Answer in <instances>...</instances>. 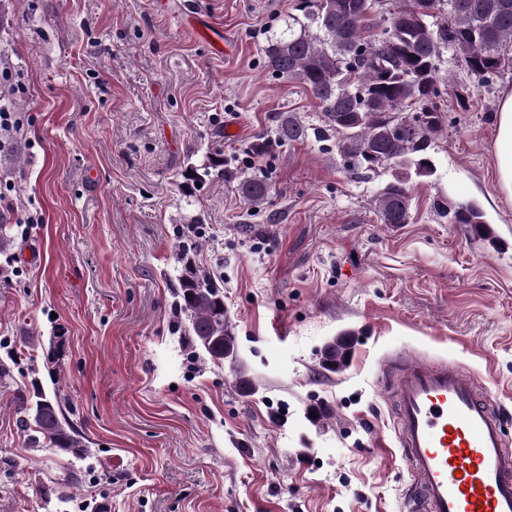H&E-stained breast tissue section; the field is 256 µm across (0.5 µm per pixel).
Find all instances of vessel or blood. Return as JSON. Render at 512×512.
<instances>
[{
    "label": "vessel or blood",
    "mask_w": 512,
    "mask_h": 512,
    "mask_svg": "<svg viewBox=\"0 0 512 512\" xmlns=\"http://www.w3.org/2000/svg\"><path fill=\"white\" fill-rule=\"evenodd\" d=\"M410 512H512L507 417L448 363L403 359L393 383Z\"/></svg>",
    "instance_id": "vessel-or-blood-1"
}]
</instances>
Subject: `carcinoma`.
Instances as JSON below:
<instances>
[{"mask_svg": "<svg viewBox=\"0 0 512 512\" xmlns=\"http://www.w3.org/2000/svg\"><path fill=\"white\" fill-rule=\"evenodd\" d=\"M377 0H295L270 31L262 56L271 73L301 83L317 100L322 125L312 129L290 115L277 120L274 138L260 136L251 152L268 153L312 135L319 141L336 138V151L354 174L382 170L389 180L374 198L383 224L411 220L412 177H430L435 163L430 150L447 121L442 101L439 61L442 48L454 47L475 77L489 78L504 64L512 44V0H393L391 10L378 12ZM419 110L412 122L403 115ZM227 176L221 155L210 156L191 169L186 180L195 185L212 173ZM248 205L259 208L269 195L258 177L240 180ZM434 210L450 224H466L479 237L491 235L483 211L475 204L440 199ZM176 289L177 308L187 320L185 335L214 362L236 356L224 315V292L191 259ZM348 359L345 337L328 341L322 366L341 369ZM19 423L29 433L30 447L55 448L81 460L88 448L64 413L54 392L16 396Z\"/></svg>", "mask_w": 512, "mask_h": 512, "instance_id": "1", "label": "carcinoma"}]
</instances>
